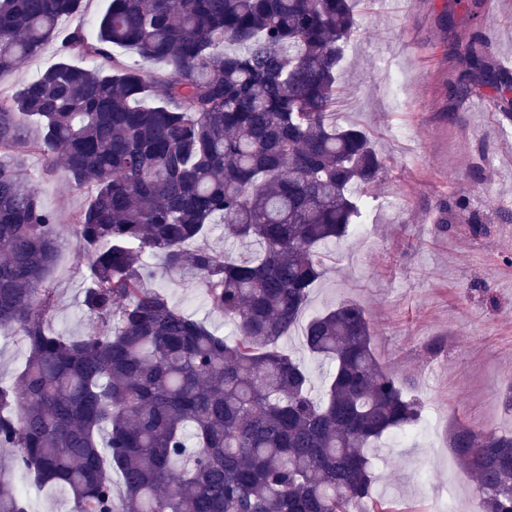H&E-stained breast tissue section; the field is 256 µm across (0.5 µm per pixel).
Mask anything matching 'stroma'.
Returning a JSON list of instances; mask_svg holds the SVG:
<instances>
[{
  "instance_id": "1",
  "label": "stroma",
  "mask_w": 512,
  "mask_h": 512,
  "mask_svg": "<svg viewBox=\"0 0 512 512\" xmlns=\"http://www.w3.org/2000/svg\"><path fill=\"white\" fill-rule=\"evenodd\" d=\"M484 29L494 59L512 58V0H482ZM357 31L338 78V122L364 127L386 162L363 220L366 241L348 235L326 249L327 276L311 292L308 313L340 300L364 306L375 352L422 403L409 438L380 439L375 483L365 506L384 502L391 512H433L456 491L459 512H472V482L450 446L459 424L512 431L501 403L512 385V224L499 223L500 202L512 201V130H502L486 101L451 97L457 72L454 40L471 21L460 0H356ZM406 129L409 139L398 136ZM13 162L36 174L44 208L69 224L90 194L62 170L44 171L40 157ZM467 207L447 223V207ZM488 227L475 236L471 219ZM88 265L63 241L50 273L56 290L54 331L82 338L97 323L78 297ZM154 285L184 312L218 335L230 333L221 313L195 281L157 268ZM28 512H70L60 485L36 486L17 473Z\"/></svg>"
}]
</instances>
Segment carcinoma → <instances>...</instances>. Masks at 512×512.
<instances>
[{
    "label": "carcinoma",
    "instance_id": "1",
    "mask_svg": "<svg viewBox=\"0 0 512 512\" xmlns=\"http://www.w3.org/2000/svg\"><path fill=\"white\" fill-rule=\"evenodd\" d=\"M82 2L0 0V77L60 40L58 62L0 94V328L27 346L0 382V448L13 450L0 512H27L17 470L66 487L73 512H354L374 484L367 449L422 405L377 358L354 301L302 327L331 364L320 389L279 346L385 168L364 128L336 122L352 0H108L94 34ZM455 56L453 96L489 88L512 124V71L482 28ZM30 122L43 129L33 144ZM21 149L90 188L68 235L89 261L93 336L50 326L61 229L10 162ZM217 224L261 250L188 247ZM150 258L198 279L235 336L173 307ZM450 445L477 512H512V434L460 425Z\"/></svg>",
    "mask_w": 512,
    "mask_h": 512
}]
</instances>
